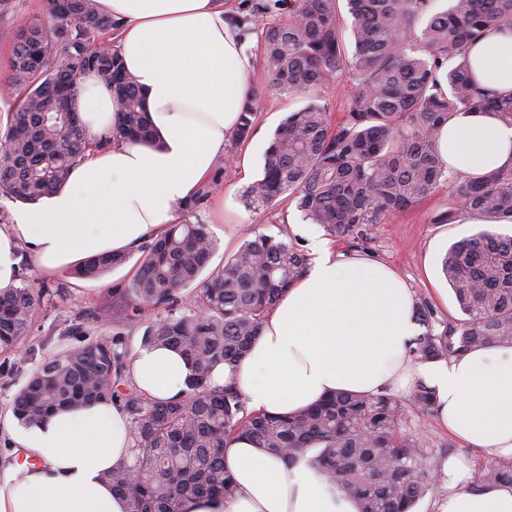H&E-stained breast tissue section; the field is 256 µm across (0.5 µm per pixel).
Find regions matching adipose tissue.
<instances>
[{
	"mask_svg": "<svg viewBox=\"0 0 512 512\" xmlns=\"http://www.w3.org/2000/svg\"><path fill=\"white\" fill-rule=\"evenodd\" d=\"M119 24L116 49L135 78L155 135L92 153L45 202L0 225V288L19 271L18 243L37 264L65 272L104 252L126 253L173 224L179 203L210 177L252 95L251 62L225 0H97ZM481 86L512 91V30L470 49ZM74 108L87 132L115 125L120 104L88 71L76 82ZM439 150L464 176L512 167V126L486 113H459L439 135ZM313 260L266 316L240 363L218 366L214 385L238 389L248 410L287 415L339 392L408 394L417 381L437 392L449 436L512 458V345L470 350L417 364L406 349L420 328L410 288L390 268L349 259L313 239ZM137 389L181 398L191 368L171 349L140 348L131 361ZM129 418L93 402L12 424L15 447L38 459L32 469L0 470V512H130L104 475L129 457ZM224 462L236 483L230 500L191 499L183 512H357L328 490L307 461L275 458L244 438L228 442ZM448 492L438 512H512V487H462L468 468L448 459Z\"/></svg>",
	"mask_w": 512,
	"mask_h": 512,
	"instance_id": "ef3b65f1",
	"label": "adipose tissue"
}]
</instances>
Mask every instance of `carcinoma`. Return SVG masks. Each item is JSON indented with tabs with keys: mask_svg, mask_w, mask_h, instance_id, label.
Returning a JSON list of instances; mask_svg holds the SVG:
<instances>
[{
	"mask_svg": "<svg viewBox=\"0 0 512 512\" xmlns=\"http://www.w3.org/2000/svg\"><path fill=\"white\" fill-rule=\"evenodd\" d=\"M342 1L351 17L350 49ZM433 2L259 0L250 21L261 28L270 89L313 95L348 77L354 91L336 123L315 97L287 115L265 150L262 176L245 190L248 207H267L285 194L303 220L345 237L446 186L454 199L432 223L473 217L485 226L454 242L441 261L462 317L437 330L429 302H416L426 326L408 349L416 363L512 344V234L497 231L512 225V168L467 179L442 159L437 142L440 128L462 110L490 112L512 126V91L482 89L469 60L475 41L512 29V0H448L439 10ZM276 9L288 12L286 22L265 21ZM117 27L96 0H40L38 13L16 28L7 79L20 99L0 137L9 145L0 155L1 195L36 203L62 187L90 152L153 139L136 83L112 47ZM90 58L121 102L116 125L99 139L86 134L70 106ZM260 101L254 94L240 113L235 143L251 138ZM213 188L203 184L180 213L192 212ZM216 249L207 225L173 224L143 250L128 286L132 311L163 310L145 327L142 345L175 349L192 364L181 400L130 392L125 354L104 340L65 348L34 368L12 400L14 417L35 424L55 410L100 400L121 407L130 418L131 459L112 467L107 479L130 500L131 512H181L190 498L234 497L236 483L224 465L232 437L290 463L308 458L357 512H411L428 491H444L426 437L406 429L407 406L437 410L436 392L422 380L407 406L386 392H338L289 416L250 412L237 389L212 384L218 365L245 358L267 312L308 262L292 244L258 234L205 276ZM129 258L95 257L72 275L100 280ZM190 285L192 292L180 297ZM38 303L24 282L0 289V352L17 351ZM488 483L512 485L511 458L474 464L466 488Z\"/></svg>",
	"mask_w": 512,
	"mask_h": 512,
	"instance_id": "cac0c4a2",
	"label": "carcinoma"
}]
</instances>
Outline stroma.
I'll return each mask as SVG.
<instances>
[{
  "instance_id": "1",
  "label": "stroma",
  "mask_w": 512,
  "mask_h": 512,
  "mask_svg": "<svg viewBox=\"0 0 512 512\" xmlns=\"http://www.w3.org/2000/svg\"><path fill=\"white\" fill-rule=\"evenodd\" d=\"M244 48L251 57L253 89L264 105L258 113L253 134L241 146L227 145L222 166L211 177L218 186L195 209L193 218L206 224L219 242L213 264H222L247 238L258 233L280 236L300 251H308L310 235H324L319 225L302 221L294 201L280 197L275 204L247 209L242 194L262 172L263 153L276 127L288 113L302 107L304 98L289 96L268 87L260 54V37L250 33ZM448 188H440L429 199L405 211L384 217L373 225L367 238L336 237L332 243L347 254L389 265L412 289L426 299L436 319L459 316L453 292L441 273V259L450 245L477 232V225L457 222L435 224L431 218L446 209ZM19 273L40 296V304L28 335L17 352L0 353V469L17 464L8 427L13 415L11 402L40 362L58 351L97 340H117L118 351L133 356L141 345V330H120L121 293L136 274L134 263L112 270L99 280H82L70 273H48L33 260L26 246H19Z\"/></svg>"
}]
</instances>
